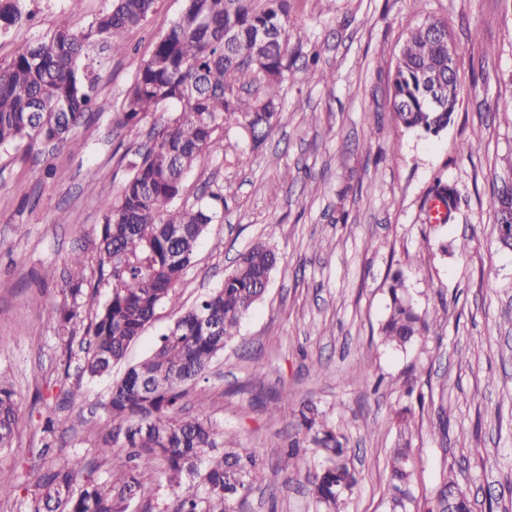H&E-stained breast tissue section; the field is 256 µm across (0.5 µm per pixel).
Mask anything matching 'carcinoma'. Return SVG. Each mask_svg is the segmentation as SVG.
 Listing matches in <instances>:
<instances>
[{
	"label": "carcinoma",
	"instance_id": "carcinoma-1",
	"mask_svg": "<svg viewBox=\"0 0 512 512\" xmlns=\"http://www.w3.org/2000/svg\"><path fill=\"white\" fill-rule=\"evenodd\" d=\"M26 0H0V30L20 23ZM155 0H111L87 30L57 28L0 64V150L40 145L53 151L72 143L71 133L91 106V80L80 71L85 47L102 40L124 50V32L146 19ZM289 0H186V8L158 40L114 117L118 127L139 123L168 105L174 115L154 123L150 141L135 149L129 175L117 195L96 181L88 189L105 210L100 232L78 245L59 273L60 301L47 310L58 328L64 374L72 363L90 379L112 372L131 344L168 304L178 317L158 346L112 382L102 403L97 453L112 456V475L95 478L85 458L54 456L63 425L45 416L38 477L18 497L19 485L0 471V498L20 499L19 512H129L133 501L165 485L172 499L161 512H236L261 469L248 450L224 446V431L198 413H185L187 387L204 377L212 360L239 333L242 319L266 290L280 256L267 242L242 252L218 288L193 307L180 309L175 285L192 264L213 221L211 206L171 208L183 178L207 160L224 155V124L233 120L259 149L278 126L277 89L288 78ZM448 23L427 17L401 47L391 79V106L407 130L437 136L448 128L461 93L458 68L448 65ZM433 194L453 210L456 190L436 179ZM111 285L104 303L85 311L88 273ZM390 312L381 343L404 349L429 332L417 314L403 274L390 281ZM83 328L79 348L76 329ZM20 402L0 381V450L13 447ZM297 432L323 455L309 478L317 512H337L356 478L348 448L320 423L318 412H301ZM300 453L294 438L280 452L288 472ZM390 512H418L413 493L415 457L409 442L388 456ZM438 505L472 512L456 481L444 482Z\"/></svg>",
	"mask_w": 512,
	"mask_h": 512
}]
</instances>
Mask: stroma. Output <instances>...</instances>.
Instances as JSON below:
<instances>
[{"instance_id":"1","label":"stroma","mask_w":512,"mask_h":512,"mask_svg":"<svg viewBox=\"0 0 512 512\" xmlns=\"http://www.w3.org/2000/svg\"><path fill=\"white\" fill-rule=\"evenodd\" d=\"M109 0H26L27 20L0 32V63L57 27L88 28ZM185 0H155L115 55L88 48L93 105L72 144L52 153L0 151V376L21 403L19 437L0 470L33 486L46 407L65 408L58 440L96 474L97 416L112 377L146 358L175 318L160 307L111 376H62L55 324L59 297L47 277L83 235L104 222L89 181L119 192L124 153L144 143L155 116L118 127L128 88ZM446 20L459 49L465 93L437 136L404 129L390 79L408 31L425 17ZM288 78L278 90L279 127L260 149L235 123L224 153L183 180L187 202L221 190L223 204L176 288L182 307L219 287L238 253L268 241L281 253L266 293L236 339L190 386L186 408L203 412L262 468L239 512H316L307 475L322 459L303 443L297 465L278 468V441L316 406L351 449L358 483L344 512H385V460L398 441L396 411L414 409L412 446L419 501H435L446 478L470 492L473 512H512V251L498 243L495 196L512 175V0H290ZM476 143L469 155L459 142ZM246 164H239V157ZM59 175L49 178L47 167ZM454 186L448 224L427 218L436 178ZM277 208H270V200ZM25 225L17 234L16 225ZM322 242L313 250L312 242ZM402 271L430 331L407 349L382 345L379 328L394 271ZM77 389L75 400L66 393ZM42 400H35V393ZM288 400L270 416L263 400Z\"/></svg>"}]
</instances>
